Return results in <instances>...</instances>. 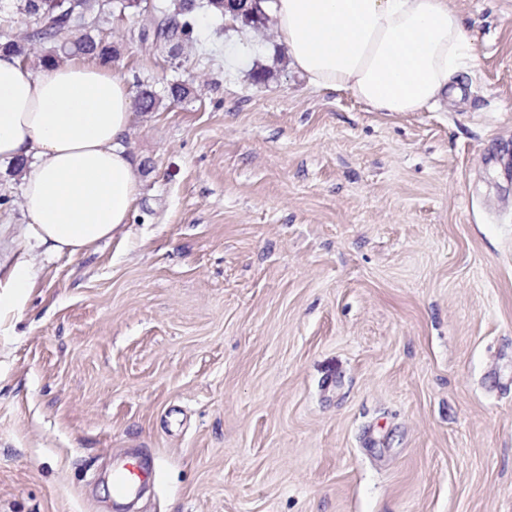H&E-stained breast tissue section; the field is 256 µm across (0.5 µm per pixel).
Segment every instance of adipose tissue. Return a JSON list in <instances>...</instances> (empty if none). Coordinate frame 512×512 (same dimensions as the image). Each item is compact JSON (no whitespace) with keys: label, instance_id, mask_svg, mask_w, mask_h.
I'll return each instance as SVG.
<instances>
[{"label":"adipose tissue","instance_id":"1","mask_svg":"<svg viewBox=\"0 0 512 512\" xmlns=\"http://www.w3.org/2000/svg\"><path fill=\"white\" fill-rule=\"evenodd\" d=\"M271 10L311 86L349 92L376 112L429 109L477 66L448 0H273ZM132 116L126 79L98 59L38 74L0 52V163L34 161L23 200L35 246L74 255L127 223L141 188L123 146Z\"/></svg>","mask_w":512,"mask_h":512}]
</instances>
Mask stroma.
Masks as SVG:
<instances>
[{
	"label": "stroma",
	"mask_w": 512,
	"mask_h": 512,
	"mask_svg": "<svg viewBox=\"0 0 512 512\" xmlns=\"http://www.w3.org/2000/svg\"><path fill=\"white\" fill-rule=\"evenodd\" d=\"M474 74L424 112L317 91L275 29L178 58L97 35L129 85L142 193L112 238L49 254L0 166V512H512V0H448ZM193 87L170 98L173 82ZM32 286L30 269L25 264H18L14 267L8 283L0 288H7L0 293V320L7 316L21 299L27 288ZM156 469L146 466L137 458L117 462L112 468V498L124 501L136 494L141 485L154 482Z\"/></svg>",
	"instance_id": "obj_1"
}]
</instances>
